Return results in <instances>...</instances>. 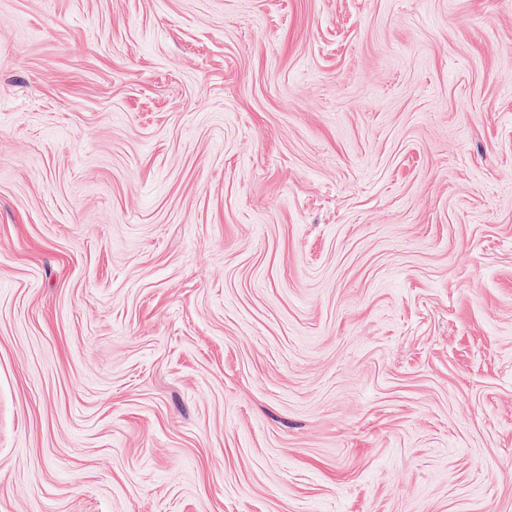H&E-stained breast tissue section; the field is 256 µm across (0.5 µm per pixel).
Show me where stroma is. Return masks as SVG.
Segmentation results:
<instances>
[{
	"label": "stroma",
	"mask_w": 512,
	"mask_h": 512,
	"mask_svg": "<svg viewBox=\"0 0 512 512\" xmlns=\"http://www.w3.org/2000/svg\"><path fill=\"white\" fill-rule=\"evenodd\" d=\"M0 512H512V0H0Z\"/></svg>",
	"instance_id": "1"
}]
</instances>
